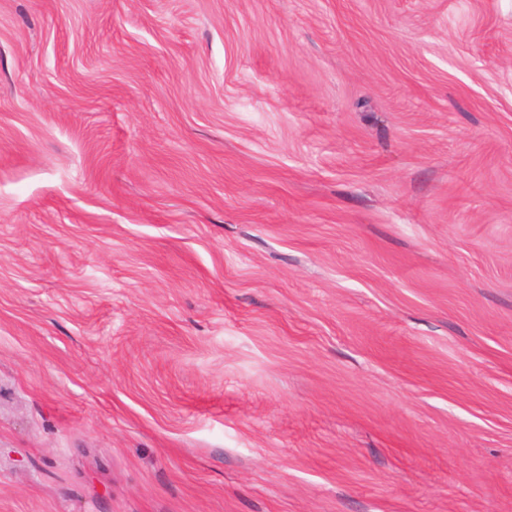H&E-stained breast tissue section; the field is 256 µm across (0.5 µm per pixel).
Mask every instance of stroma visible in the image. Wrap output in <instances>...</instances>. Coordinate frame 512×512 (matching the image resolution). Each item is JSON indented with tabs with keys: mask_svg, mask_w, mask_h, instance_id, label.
<instances>
[{
	"mask_svg": "<svg viewBox=\"0 0 512 512\" xmlns=\"http://www.w3.org/2000/svg\"><path fill=\"white\" fill-rule=\"evenodd\" d=\"M0 512H512V0H0Z\"/></svg>",
	"mask_w": 512,
	"mask_h": 512,
	"instance_id": "1",
	"label": "stroma"
}]
</instances>
